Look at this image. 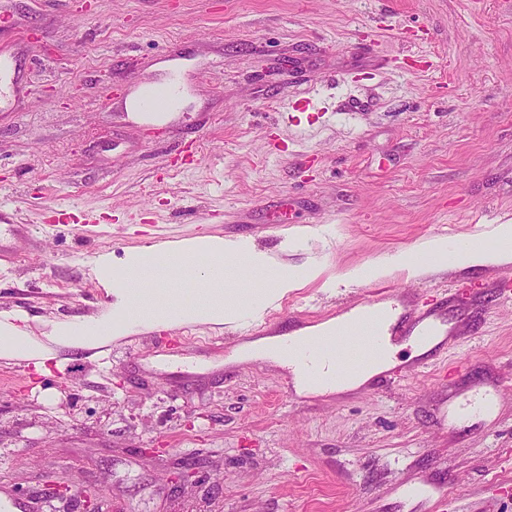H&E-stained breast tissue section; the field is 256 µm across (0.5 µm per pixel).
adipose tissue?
Returning <instances> with one entry per match:
<instances>
[{"label": "adipose tissue", "instance_id": "1", "mask_svg": "<svg viewBox=\"0 0 512 512\" xmlns=\"http://www.w3.org/2000/svg\"><path fill=\"white\" fill-rule=\"evenodd\" d=\"M494 238L498 246L486 247L485 238ZM448 256L457 267L508 266L512 264V221L495 225L490 233H475L462 246L449 248L441 238L422 240L413 252L396 254L370 265L328 279L327 287L353 280L369 281L400 272L418 277L429 259ZM261 273L267 285L262 291L241 297L233 288L232 271ZM324 268L314 263L305 269L287 266L279 258L257 250L244 240L220 237H197L178 242L170 250L133 248L123 261L122 288L115 306L120 319L103 313L82 331L73 323L60 322L42 336L32 335L25 326L0 323V357H23L37 360L51 358L56 347H98L118 336L128 335L134 328L176 327L184 324L232 325L245 310L262 313L277 304L301 280L322 277ZM195 283L198 294L194 302L182 297L184 281Z\"/></svg>", "mask_w": 512, "mask_h": 512}]
</instances>
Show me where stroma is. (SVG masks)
<instances>
[{
    "label": "stroma",
    "instance_id": "obj_1",
    "mask_svg": "<svg viewBox=\"0 0 512 512\" xmlns=\"http://www.w3.org/2000/svg\"><path fill=\"white\" fill-rule=\"evenodd\" d=\"M172 45L185 104L134 121L130 85L162 79ZM1 53L19 90L0 111V311L36 333L107 306L92 256L118 269L156 237L243 238L334 274L512 220V0H0ZM311 94L321 111H295ZM433 264L391 283L410 308L447 304L454 335L339 397L293 401L237 327L61 349L42 374L0 360V483L31 512L43 467L112 512H512V265ZM370 288L308 284L256 328ZM489 388L490 415L439 422ZM178 456L203 461L198 486L173 487Z\"/></svg>",
    "mask_w": 512,
    "mask_h": 512
}]
</instances>
